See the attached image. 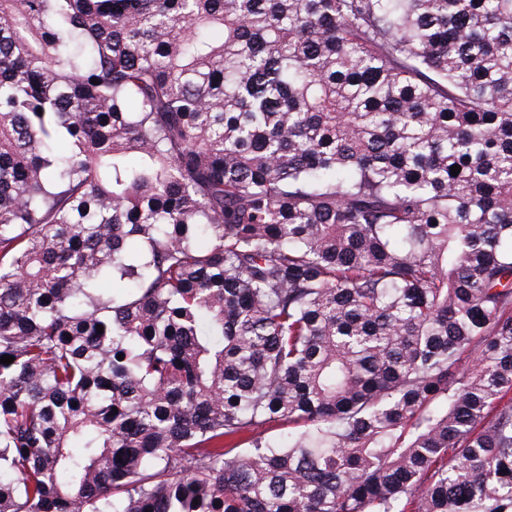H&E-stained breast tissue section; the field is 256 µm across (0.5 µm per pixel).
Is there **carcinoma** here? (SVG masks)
<instances>
[{
    "instance_id": "carcinoma-1",
    "label": "carcinoma",
    "mask_w": 512,
    "mask_h": 512,
    "mask_svg": "<svg viewBox=\"0 0 512 512\" xmlns=\"http://www.w3.org/2000/svg\"><path fill=\"white\" fill-rule=\"evenodd\" d=\"M3 355L0 512H512V0H0Z\"/></svg>"
}]
</instances>
